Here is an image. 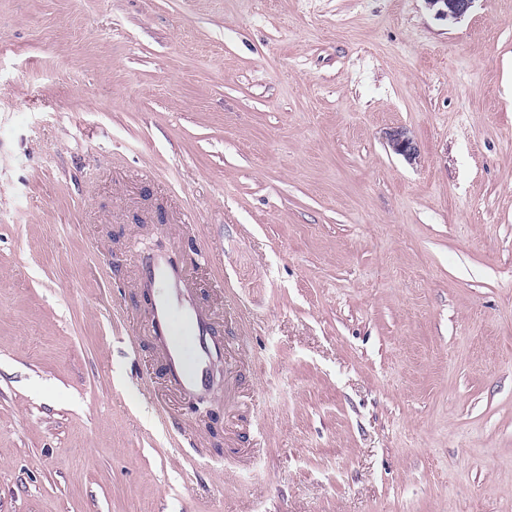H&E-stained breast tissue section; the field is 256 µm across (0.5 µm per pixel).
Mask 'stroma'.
Returning <instances> with one entry per match:
<instances>
[{"instance_id":"35a3bbf8","label":"stroma","mask_w":512,"mask_h":512,"mask_svg":"<svg viewBox=\"0 0 512 512\" xmlns=\"http://www.w3.org/2000/svg\"><path fill=\"white\" fill-rule=\"evenodd\" d=\"M0 512H512V0H0ZM478 0H425L429 9L440 18L461 19L471 11ZM386 140L392 150L408 160H415L419 150L413 137L403 128H395L386 132ZM140 288H163L151 307L145 330L166 345V372L170 384L189 394L210 390L211 377L222 351L210 338V322L184 288L182 272L164 253L139 256Z\"/></svg>"}]
</instances>
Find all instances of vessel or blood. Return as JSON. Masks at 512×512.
Segmentation results:
<instances>
[{"instance_id": "b4317fda", "label": "vessel or blood", "mask_w": 512, "mask_h": 512, "mask_svg": "<svg viewBox=\"0 0 512 512\" xmlns=\"http://www.w3.org/2000/svg\"><path fill=\"white\" fill-rule=\"evenodd\" d=\"M141 288L162 286L151 307L145 329L166 346L170 384L189 394L210 389L213 368L222 357L210 338V322L184 286L182 272L163 253L139 258Z\"/></svg>"}]
</instances>
